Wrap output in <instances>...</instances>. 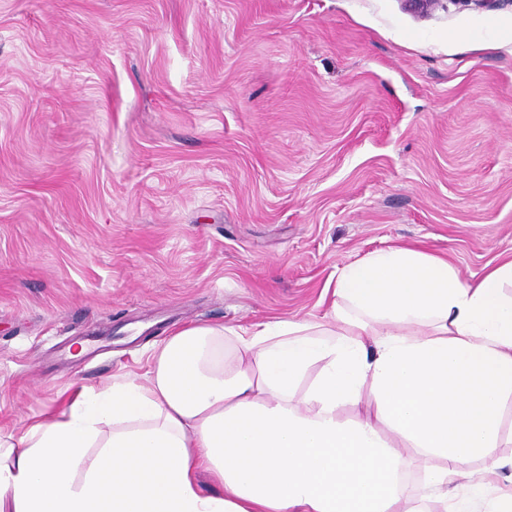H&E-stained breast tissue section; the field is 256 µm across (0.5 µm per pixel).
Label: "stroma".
I'll use <instances>...</instances> for the list:
<instances>
[{"label": "stroma", "instance_id": "obj_1", "mask_svg": "<svg viewBox=\"0 0 512 512\" xmlns=\"http://www.w3.org/2000/svg\"><path fill=\"white\" fill-rule=\"evenodd\" d=\"M398 245L512 257V0H0V429Z\"/></svg>", "mask_w": 512, "mask_h": 512}]
</instances>
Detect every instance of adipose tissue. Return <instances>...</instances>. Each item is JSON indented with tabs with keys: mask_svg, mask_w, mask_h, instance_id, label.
Segmentation results:
<instances>
[{
	"mask_svg": "<svg viewBox=\"0 0 512 512\" xmlns=\"http://www.w3.org/2000/svg\"><path fill=\"white\" fill-rule=\"evenodd\" d=\"M332 297L324 323L183 328L145 382L74 389L0 431V512H512V259L465 283L390 247L343 267ZM405 448L426 461L415 487Z\"/></svg>",
	"mask_w": 512,
	"mask_h": 512,
	"instance_id": "obj_1",
	"label": "adipose tissue"
}]
</instances>
